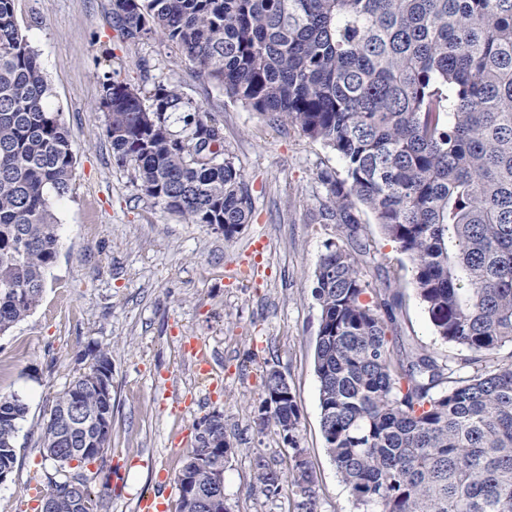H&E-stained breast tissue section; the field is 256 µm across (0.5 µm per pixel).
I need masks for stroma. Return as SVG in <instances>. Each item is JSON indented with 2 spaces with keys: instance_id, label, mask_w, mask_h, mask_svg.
Instances as JSON below:
<instances>
[{
  "instance_id": "stroma-1",
  "label": "stroma",
  "mask_w": 512,
  "mask_h": 512,
  "mask_svg": "<svg viewBox=\"0 0 512 512\" xmlns=\"http://www.w3.org/2000/svg\"><path fill=\"white\" fill-rule=\"evenodd\" d=\"M109 0H17L19 25L37 51L77 157L70 193L54 201L60 244L39 306L0 335V393L27 405L17 460L0 483V512H40L58 466L45 457L40 431L56 395L87 361L90 349L112 353V439L105 460L88 466L92 490L109 485L99 512H141L154 497L159 512H177L176 477L205 417L224 416L232 445L224 465L231 512H294L289 491L276 498L254 484L264 457L288 467V449L273 430L258 431L262 376L273 367L288 379L301 413L300 445L318 478L322 512H358L328 457L320 427L315 337L320 309L312 276L336 227L322 223V170H341L335 153L292 126H273L232 103L159 37L124 44L107 14ZM151 92L177 84L222 128L224 146L248 184L252 216L233 238L189 224L153 204L118 166L98 107V74ZM360 237L381 255L374 285L402 294L405 342L453 361L415 290L411 265L370 213ZM202 344L211 372L200 375L184 349Z\"/></svg>"
}]
</instances>
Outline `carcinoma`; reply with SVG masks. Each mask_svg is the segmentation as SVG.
<instances>
[{
  "label": "carcinoma",
  "mask_w": 512,
  "mask_h": 512,
  "mask_svg": "<svg viewBox=\"0 0 512 512\" xmlns=\"http://www.w3.org/2000/svg\"><path fill=\"white\" fill-rule=\"evenodd\" d=\"M110 14L123 42L160 36L232 102L343 162L320 173V216L336 236L313 272L314 370L325 449L361 512H512V360L481 365L512 345V0H110ZM99 83L112 155L142 194L238 234L252 206L222 128L175 84L143 96L108 73ZM49 95L16 0H0L1 335L39 305L58 254L53 201L72 186L73 140ZM359 205L408 257L436 336L463 353L456 367L405 347L398 292L365 278L377 257L358 242ZM89 355L41 430L68 469L42 498L55 512H75L69 496L94 500L82 468L104 456L78 449L112 437V395L92 386L112 353ZM25 413L18 395H0V475L14 469ZM256 424L291 449L286 472L256 459V487L276 497L286 486L295 512H321L300 409L273 367ZM228 452L224 417L211 414L179 488L211 491ZM178 512L230 508L181 492Z\"/></svg>",
  "instance_id": "obj_1"
}]
</instances>
